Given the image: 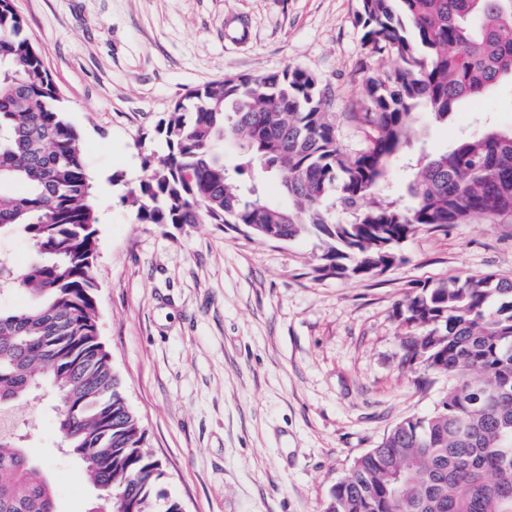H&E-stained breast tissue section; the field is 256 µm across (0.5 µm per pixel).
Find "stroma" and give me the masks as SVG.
<instances>
[{"mask_svg":"<svg viewBox=\"0 0 512 512\" xmlns=\"http://www.w3.org/2000/svg\"><path fill=\"white\" fill-rule=\"evenodd\" d=\"M81 134L98 216V325L145 447L183 512H322L353 460L401 420L430 413L445 374L405 362L396 315L426 283L512 278V223L418 231L367 279L318 272L321 243L271 242L220 224H138L128 197L138 142L190 89L286 67L315 74L342 146L345 117L383 64L359 0H12ZM512 128V83L419 117L414 152L445 150L483 122ZM33 430L59 512L94 490L58 451L48 404L14 409Z\"/></svg>","mask_w":512,"mask_h":512,"instance_id":"35a3bbf8","label":"stroma"}]
</instances>
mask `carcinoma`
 Instances as JSON below:
<instances>
[{"mask_svg": "<svg viewBox=\"0 0 512 512\" xmlns=\"http://www.w3.org/2000/svg\"><path fill=\"white\" fill-rule=\"evenodd\" d=\"M364 44L391 66L365 79L346 118L365 146L345 150L320 80L286 67L189 90L155 127L131 193L138 224H222L266 241L314 236L318 271L373 277L402 261L423 227L512 218V130L488 126L425 156L413 203L375 197L406 156L416 109L446 122L460 102L512 79V0H359ZM238 155L233 168L221 148ZM275 177L288 204L244 195L238 177ZM85 146L12 0H0V238L20 235L35 260L0 252V411L50 390L60 442L98 490L87 512H180L100 340L93 261L96 211ZM351 213L340 224L324 202ZM405 362L450 378L428 415L395 425L357 457L323 512H512V279L484 273L423 284L398 314ZM0 430V512H58L53 483Z\"/></svg>", "mask_w": 512, "mask_h": 512, "instance_id": "1", "label": "carcinoma"}]
</instances>
